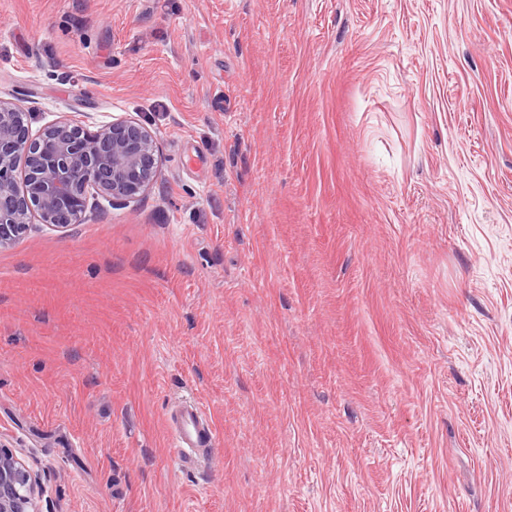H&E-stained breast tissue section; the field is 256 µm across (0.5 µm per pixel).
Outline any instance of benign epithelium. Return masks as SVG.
Returning a JSON list of instances; mask_svg holds the SVG:
<instances>
[{"mask_svg":"<svg viewBox=\"0 0 512 512\" xmlns=\"http://www.w3.org/2000/svg\"><path fill=\"white\" fill-rule=\"evenodd\" d=\"M158 172L150 129L119 119L91 130L70 119L29 131L27 112L0 99V247L32 220L55 228L82 224L90 192L109 204L141 196ZM39 476L0 443V512H37Z\"/></svg>","mask_w":512,"mask_h":512,"instance_id":"7a95c632","label":"benign epithelium"}]
</instances>
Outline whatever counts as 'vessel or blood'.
<instances>
[{"label": "vessel or blood", "instance_id": "1", "mask_svg": "<svg viewBox=\"0 0 512 512\" xmlns=\"http://www.w3.org/2000/svg\"><path fill=\"white\" fill-rule=\"evenodd\" d=\"M166 425L176 441L181 466L198 465L215 444L212 423L193 400L185 399L172 406L166 416Z\"/></svg>", "mask_w": 512, "mask_h": 512}]
</instances>
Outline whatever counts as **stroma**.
<instances>
[{"label": "stroma", "instance_id": "stroma-1", "mask_svg": "<svg viewBox=\"0 0 512 512\" xmlns=\"http://www.w3.org/2000/svg\"><path fill=\"white\" fill-rule=\"evenodd\" d=\"M0 97L158 149L0 247L40 512H512V0H0ZM166 425L176 441L178 462L183 467L201 463L216 435L211 421L194 400H181L166 416Z\"/></svg>", "mask_w": 512, "mask_h": 512}]
</instances>
